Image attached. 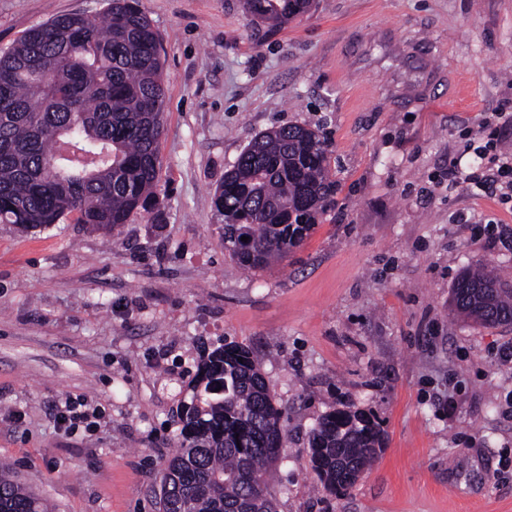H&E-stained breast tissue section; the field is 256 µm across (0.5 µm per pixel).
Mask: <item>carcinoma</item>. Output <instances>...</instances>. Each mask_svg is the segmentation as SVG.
Instances as JSON below:
<instances>
[{"label": "carcinoma", "mask_w": 512, "mask_h": 512, "mask_svg": "<svg viewBox=\"0 0 512 512\" xmlns=\"http://www.w3.org/2000/svg\"><path fill=\"white\" fill-rule=\"evenodd\" d=\"M246 4L284 24L312 0ZM164 99L158 35L138 0H112L101 19L70 13L29 29L0 52V224L128 223L153 198ZM328 154L319 130L301 124L261 132L240 153L214 196L232 260L262 271L304 242L336 200ZM451 307L481 325L512 323V294L483 263L457 282ZM175 417L180 444L160 471V512H277L269 480L284 430L250 347L208 353ZM383 440L362 412L323 415L308 439L322 488L354 485ZM0 512L50 510L0 468Z\"/></svg>", "instance_id": "1"}]
</instances>
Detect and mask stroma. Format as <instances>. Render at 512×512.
<instances>
[{
    "label": "stroma",
    "instance_id": "35a3bbf8",
    "mask_svg": "<svg viewBox=\"0 0 512 512\" xmlns=\"http://www.w3.org/2000/svg\"><path fill=\"white\" fill-rule=\"evenodd\" d=\"M165 114L157 204L118 230L0 224V461L52 512H158L173 413L205 351L249 346L282 412L278 512H512V324L453 314L483 262L512 290V201L448 182L512 111V0H313L279 27L246 0H140ZM109 0H0V51ZM319 128L336 204L280 265L241 269L213 195L261 132ZM68 398L96 409L71 433ZM367 414L384 450L316 490L310 430Z\"/></svg>",
    "mask_w": 512,
    "mask_h": 512
}]
</instances>
